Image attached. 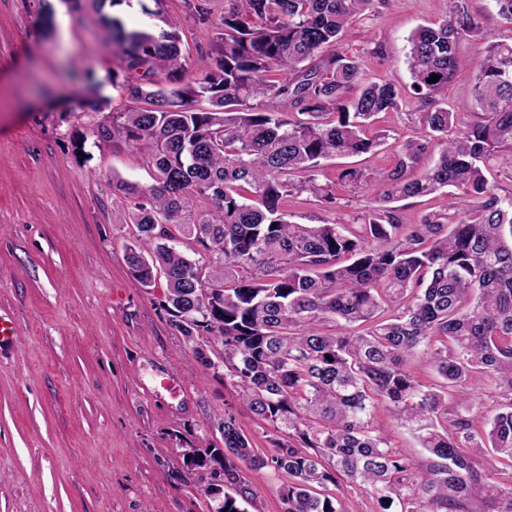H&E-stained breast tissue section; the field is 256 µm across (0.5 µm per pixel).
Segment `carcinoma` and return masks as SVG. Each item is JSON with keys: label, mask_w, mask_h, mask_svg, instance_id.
Returning a JSON list of instances; mask_svg holds the SVG:
<instances>
[{"label": "carcinoma", "mask_w": 512, "mask_h": 512, "mask_svg": "<svg viewBox=\"0 0 512 512\" xmlns=\"http://www.w3.org/2000/svg\"><path fill=\"white\" fill-rule=\"evenodd\" d=\"M121 2L66 0L102 29L124 74L129 106L96 124L98 140L120 139L154 169L148 188L116 180L134 200L127 261L146 288L162 273L170 326L208 368L200 341L220 342L216 374L272 427L271 449L257 454L229 414L218 425L224 447L192 450L186 466L211 476L207 506L221 497L217 512H248L255 494L244 469L268 467L288 477L282 512H343L318 492L329 483L368 490L376 512H512V195L484 173L512 150V41L487 43L468 111L454 112L442 94L459 40L483 35L480 17L458 4L415 29L406 63L423 131L392 167L339 173L343 186L373 195L361 223L297 224L282 204L310 193L336 208L322 161L374 153L376 116L401 105L399 88L362 81L366 60L337 50L372 0H234L215 21L210 0H184L216 30L192 72L178 21L157 34L129 28L105 12ZM201 100L207 107H193ZM435 150L433 166L413 176ZM448 187L462 191L453 211L418 224L398 223L388 206ZM200 200L208 210L196 211ZM174 226L194 257L177 249ZM421 347L437 384L408 367ZM476 376L493 387L479 423L465 396ZM381 405L416 434L422 462L403 458L374 424ZM484 453L505 468L479 472Z\"/></svg>", "instance_id": "carcinoma-1"}]
</instances>
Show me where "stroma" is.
Listing matches in <instances>:
<instances>
[{
    "mask_svg": "<svg viewBox=\"0 0 512 512\" xmlns=\"http://www.w3.org/2000/svg\"><path fill=\"white\" fill-rule=\"evenodd\" d=\"M453 5L375 0L340 48L366 57L368 80L409 86L408 37ZM164 15L179 20L182 55L196 65L213 28L184 0H166ZM482 49L461 42L449 104L468 100ZM118 65L64 0H0V312L17 330L0 349V512H206L200 490L210 474L186 466L187 449L220 446L228 413L255 452L267 449L266 425L168 324L162 288L130 272L135 228L112 179L148 186L152 171L139 151L93 132L102 113L127 106L112 83ZM89 71L101 84L98 113L83 104ZM421 110L404 98L377 117L373 129L387 139L374 155L325 161L341 209L305 194L285 203L288 219L346 223L371 211L369 196L337 176L352 164L390 168Z\"/></svg>",
    "mask_w": 512,
    "mask_h": 512,
    "instance_id": "obj_1",
    "label": "stroma"
}]
</instances>
